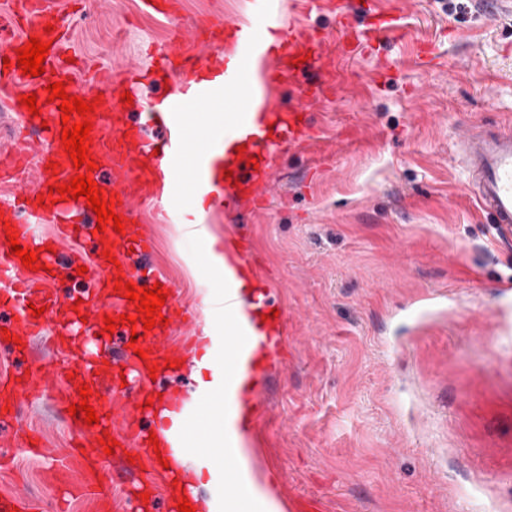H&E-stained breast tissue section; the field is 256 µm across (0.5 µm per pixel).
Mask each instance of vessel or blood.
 Wrapping results in <instances>:
<instances>
[{
  "mask_svg": "<svg viewBox=\"0 0 512 512\" xmlns=\"http://www.w3.org/2000/svg\"><path fill=\"white\" fill-rule=\"evenodd\" d=\"M177 0H150L148 11L171 22L168 37L154 55L151 69L126 67L87 71L84 79L70 78L67 52L69 35L64 26L61 0H13L12 32L0 31V104L6 105L19 131L12 152L0 156V183L12 189L0 200V313L8 316L4 326L21 339L20 354L30 357L27 372L0 375V416L7 407L17 406L23 396L39 397L50 389L49 366L33 356L32 338L45 335L49 322H56L58 337L53 342L56 360L70 375L69 400L80 403V383H88L89 402L100 419L88 427L80 418H68L72 438L67 450L65 470H50L46 480L65 486L69 496L93 497L97 512H139V494L144 489L160 492L174 477L156 462L149 436L169 430L173 417L183 411L179 389L168 388L161 407H147L155 387L150 370L155 365L180 359L184 347L172 346L166 329L190 323L189 309L181 302L176 288L163 282L148 263L154 244L138 229L142 221V202H164L168 211L182 210L192 194L224 199L252 213H265L274 195V173L282 151L306 156L308 176L316 178L339 151L365 140L359 124L337 126L329 136L314 120V109L351 94L363 100L369 85L388 75L392 62L376 56L368 74L350 66L349 58L372 53L375 43L401 42L409 32L392 12L382 11L379 0H330L336 15L335 32L319 31L302 20L286 22L276 0H261L253 22L242 24L218 17L200 20L193 32H185L176 6ZM375 15L376 20L353 25L355 13ZM48 43L45 71L39 76L23 75L17 63L18 49L31 38ZM223 44L231 58L221 61L220 78H201L210 63L207 50ZM66 82L68 94L87 102H97L100 89L111 84L124 85L138 95L143 83L167 84L162 98L140 105L136 113L143 123L117 119L108 123L98 111L81 116H63L57 103L47 102V84ZM287 89L288 101H281L278 89ZM39 97L40 116L21 106L22 96ZM234 100L237 112L233 123L209 126L204 137H192L190 118L196 112L212 113ZM70 123L89 120L93 126L88 141L96 168L90 177L96 181L105 200L123 221V233L104 230L99 239L105 250L95 253L93 266L78 274L76 260L60 262L52 249L59 242L90 237L97 222L86 199L61 197L59 202L42 201L50 187L69 182L77 174L61 141L62 119ZM246 143L244 153L225 154L228 142ZM458 157L467 171L474 195L482 209L492 214L499 231H512V132L478 130L466 134L458 143ZM160 154L165 169L146 164L147 156ZM223 155L232 177L216 182L213 160ZM57 170H50V163ZM37 177H30V169ZM11 230H4V223ZM51 224L53 237H37L35 227ZM17 235L22 248L38 254L42 270L25 268L11 254L7 240ZM231 247L245 268L255 274L254 294L262 313L272 314L270 328L255 332L239 331L234 338L239 356L253 372L254 386L246 406L251 419L265 417L266 378L271 369L288 362V310L273 295L271 269L256 249L251 236L232 242ZM116 263H108V256ZM66 275L73 287L69 294H55L59 275ZM136 287L162 283L167 295L161 309L166 325L152 329H132L124 316H136V306L115 290L116 281ZM46 284L39 298H31L34 283ZM44 310L34 316L33 307ZM120 319L115 333L120 344L112 359L107 378L94 375L92 352L78 339L85 321L102 322L104 316ZM115 438L114 455L103 446L87 448V436ZM278 491L287 493L290 512H322V501L277 481Z\"/></svg>",
  "mask_w": 512,
  "mask_h": 512,
  "instance_id": "vessel-or-blood-1",
  "label": "vessel or blood"
}]
</instances>
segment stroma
<instances>
[{
	"label": "stroma",
	"instance_id": "obj_1",
	"mask_svg": "<svg viewBox=\"0 0 512 512\" xmlns=\"http://www.w3.org/2000/svg\"><path fill=\"white\" fill-rule=\"evenodd\" d=\"M140 0H95L69 16L73 52L89 63L148 67L167 32ZM251 0H183L181 23L201 17L251 22ZM404 44L375 52L397 67L365 101L318 110L327 132L351 119L369 129L316 182L306 161L283 156L277 194L260 216L241 212L279 279L295 354L268 382L269 419L249 426L253 468L267 483L283 468L325 512H512V474L489 467L512 448V232L498 235L456 154L467 128L512 130V12L486 20L472 0H415L403 11ZM436 45L433 64L411 54ZM152 262L205 320L221 291L195 258L187 208L161 222L142 208ZM432 295V307L415 301ZM56 378L48 396L0 422V496L65 466L71 433ZM46 449L30 455L23 432Z\"/></svg>",
	"mask_w": 512,
	"mask_h": 512
}]
</instances>
